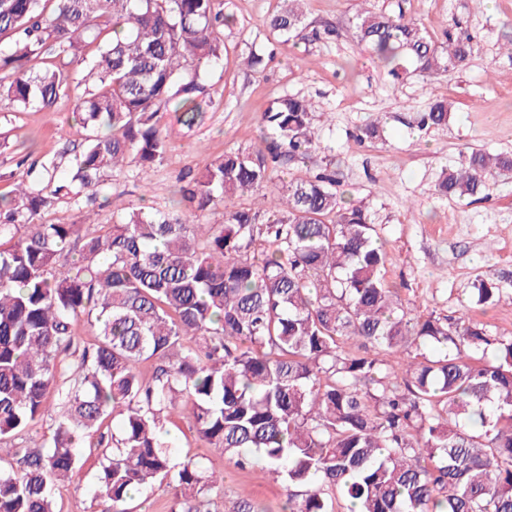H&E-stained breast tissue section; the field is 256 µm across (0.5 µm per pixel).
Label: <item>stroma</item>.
<instances>
[{"instance_id": "obj_1", "label": "stroma", "mask_w": 512, "mask_h": 512, "mask_svg": "<svg viewBox=\"0 0 512 512\" xmlns=\"http://www.w3.org/2000/svg\"><path fill=\"white\" fill-rule=\"evenodd\" d=\"M282 0H223L233 19L224 30L226 65L211 70L197 98L201 114L193 127L165 112L163 162L152 168L128 165L107 178L111 206L96 221L109 224L149 198L162 210L188 213L178 200L183 175H199L229 150L263 148L257 121L269 102L297 94L310 104L319 142L309 164L273 168L268 191L283 180L327 170L338 191L362 201L384 243L385 277L415 313L474 317L492 335L512 336V302L475 303L478 279L512 291V171L496 176L486 200H451L436 190L442 172L477 147L512 155V0H306L303 30L282 39L267 22ZM418 20L437 42L446 32L471 39L468 65L433 77L403 62L391 74L360 43V9ZM261 55L252 70L244 60ZM447 100L450 118L442 127H419L422 112ZM73 102L58 101L54 113L0 109V198L32 168L56 160L58 175L70 177L80 152L72 137ZM380 121L381 136L356 142L359 130ZM178 457L200 456L224 477L215 512H236L239 498L263 512H283L282 480L238 469L208 448L187 413L172 417ZM98 452H88L70 482L60 485L54 512H100L95 497Z\"/></svg>"}]
</instances>
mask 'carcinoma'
Wrapping results in <instances>:
<instances>
[{
  "instance_id": "cac0c4a2",
  "label": "carcinoma",
  "mask_w": 512,
  "mask_h": 512,
  "mask_svg": "<svg viewBox=\"0 0 512 512\" xmlns=\"http://www.w3.org/2000/svg\"><path fill=\"white\" fill-rule=\"evenodd\" d=\"M302 21V0H285L269 27L288 38ZM230 23L218 0H0V103L51 113L73 99L82 147L71 179L47 161L0 204V441L59 408L51 441L0 469V512H53L95 433L102 512H130L156 483L173 491L172 512H211L223 477L201 457L176 460L165 429L184 405L209 447L285 479L288 512H512V337L469 316H411L365 206L331 175L269 197L266 163L230 150L181 189L196 213L256 196L259 208L221 224L153 206L111 224L42 221L59 202L110 204L106 177L125 162L163 161L159 114L173 105L194 124ZM358 31L393 75L403 57L438 75L471 56L469 39L450 34L444 48L402 15L362 12ZM448 110L438 100L421 122L445 126ZM259 124L274 163L316 146L299 95L271 101ZM505 170L511 156L472 149L437 190L482 200ZM501 298L477 288L479 305ZM83 317L96 339L81 347ZM108 418L118 434L102 431Z\"/></svg>"
}]
</instances>
